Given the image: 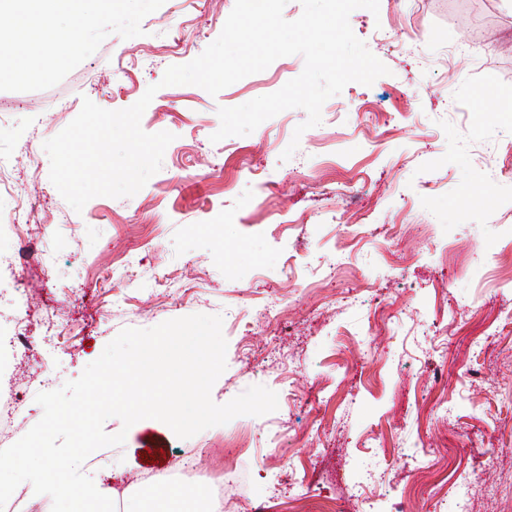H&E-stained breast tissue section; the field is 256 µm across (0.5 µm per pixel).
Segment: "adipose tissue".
<instances>
[{
  "mask_svg": "<svg viewBox=\"0 0 512 512\" xmlns=\"http://www.w3.org/2000/svg\"><path fill=\"white\" fill-rule=\"evenodd\" d=\"M123 0H0V33L7 34L12 56L0 63V79L25 72L30 65L52 52L56 64L66 63L78 48L79 31L112 17ZM69 18L68 27L55 30L45 39L52 17Z\"/></svg>",
  "mask_w": 512,
  "mask_h": 512,
  "instance_id": "1",
  "label": "adipose tissue"
}]
</instances>
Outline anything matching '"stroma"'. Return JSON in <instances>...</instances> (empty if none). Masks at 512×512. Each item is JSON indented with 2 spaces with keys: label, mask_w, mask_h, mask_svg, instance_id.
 Returning a JSON list of instances; mask_svg holds the SVG:
<instances>
[{
  "label": "stroma",
  "mask_w": 512,
  "mask_h": 512,
  "mask_svg": "<svg viewBox=\"0 0 512 512\" xmlns=\"http://www.w3.org/2000/svg\"><path fill=\"white\" fill-rule=\"evenodd\" d=\"M234 4L127 0L80 32L66 65L0 83V210L23 199L29 234L0 223V449L41 420L47 373L77 379L122 329L219 314L213 401L262 385L278 408L188 439L107 419L124 443L81 470L122 489L123 512L172 489L213 512L212 477L230 512H449L463 486L470 512H512V0L356 9L353 33L389 73L345 86L302 136L307 115L290 109L210 140L219 108L301 74L303 58L285 56L214 96L160 87L141 126L175 139L134 196L78 213L51 183L43 144L83 99L133 105L201 54ZM367 471L377 483L362 485Z\"/></svg>",
  "instance_id": "1"
}]
</instances>
